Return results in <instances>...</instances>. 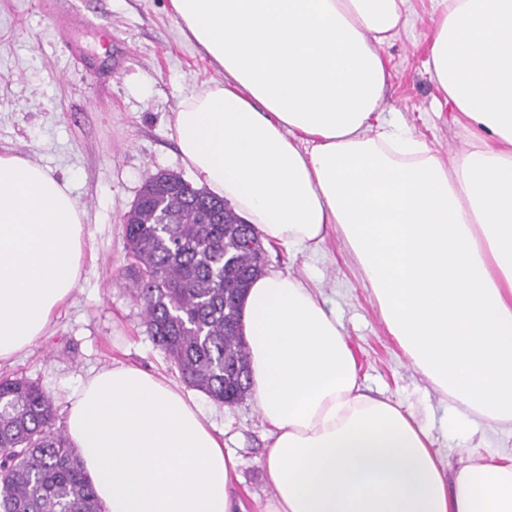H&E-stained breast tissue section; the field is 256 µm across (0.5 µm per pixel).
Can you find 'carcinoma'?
<instances>
[{
	"label": "carcinoma",
	"instance_id": "cac0c4a2",
	"mask_svg": "<svg viewBox=\"0 0 512 512\" xmlns=\"http://www.w3.org/2000/svg\"><path fill=\"white\" fill-rule=\"evenodd\" d=\"M135 296L148 333L184 381L228 406L249 391L239 331L266 250L252 225L178 174L144 182L124 223ZM51 397L25 378L0 379V512H105Z\"/></svg>",
	"mask_w": 512,
	"mask_h": 512
}]
</instances>
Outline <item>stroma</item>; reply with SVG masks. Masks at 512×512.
Masks as SVG:
<instances>
[{
	"instance_id": "1",
	"label": "stroma",
	"mask_w": 512,
	"mask_h": 512,
	"mask_svg": "<svg viewBox=\"0 0 512 512\" xmlns=\"http://www.w3.org/2000/svg\"><path fill=\"white\" fill-rule=\"evenodd\" d=\"M84 18L60 40L46 0H0V153H18L67 182L85 211L82 273L70 302L0 377H25L49 394L64 427L69 397L90 371L115 361L180 381L146 331L127 269L123 216L148 175L184 174L168 120L180 99L219 78L186 38L168 0H65ZM434 0H410L407 25L384 47L389 78L380 118L398 123L447 159L470 138L427 69ZM78 44L83 62L70 53ZM270 269L316 286L335 313L367 394L412 411L430 431L447 477L469 459L512 456V429H493L453 409L388 336L340 240L312 256L267 250ZM194 398L238 461V512H264L268 427L252 401L227 406Z\"/></svg>"
}]
</instances>
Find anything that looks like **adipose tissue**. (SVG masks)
Returning a JSON list of instances; mask_svg holds the SVG:
<instances>
[{
  "label": "adipose tissue",
  "instance_id": "ef3b65f1",
  "mask_svg": "<svg viewBox=\"0 0 512 512\" xmlns=\"http://www.w3.org/2000/svg\"><path fill=\"white\" fill-rule=\"evenodd\" d=\"M409 0H169L224 77L169 118L185 169L262 241L340 238L389 336L443 399L512 427V0H436L428 71L473 140L447 163L382 123V53ZM67 183L0 154V361L43 336L80 276ZM240 325L267 424L266 512H512V457L447 481L416 416L363 392L339 322L268 271ZM66 435L105 512H235L237 462L181 386L117 362L74 395Z\"/></svg>",
  "mask_w": 512,
  "mask_h": 512
}]
</instances>
